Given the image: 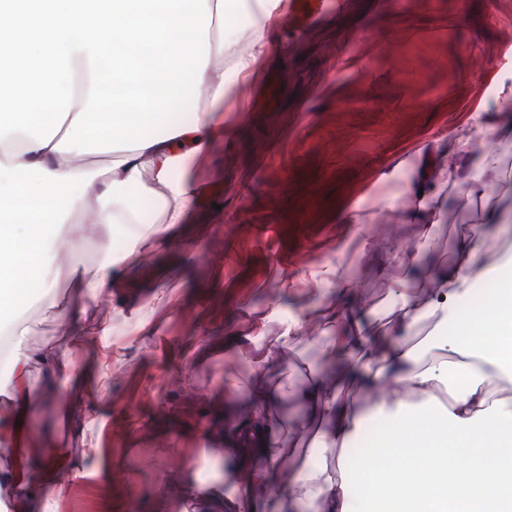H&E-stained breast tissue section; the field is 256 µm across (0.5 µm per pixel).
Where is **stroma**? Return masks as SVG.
I'll list each match as a JSON object with an SVG mask.
<instances>
[{"mask_svg": "<svg viewBox=\"0 0 512 512\" xmlns=\"http://www.w3.org/2000/svg\"><path fill=\"white\" fill-rule=\"evenodd\" d=\"M266 38L248 85L224 100L223 134L177 173L199 191L185 223L128 263L107 301L82 303L84 345L70 346L57 317L68 288L50 304L27 293L20 345L31 353L65 351L81 369L97 325L113 327L111 373L85 408L67 418L68 386L32 424L87 454L53 512H181L190 490L216 484L234 495L235 461L217 436L242 424V378L279 379L293 320L383 305L377 267L422 232L400 213L428 148L468 135L512 170L491 122L512 98V0H348L301 30L278 19ZM202 249L209 262L196 261ZM331 266L348 287L324 279Z\"/></svg>", "mask_w": 512, "mask_h": 512, "instance_id": "obj_1", "label": "stroma"}]
</instances>
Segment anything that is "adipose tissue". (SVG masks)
Listing matches in <instances>:
<instances>
[{
	"label": "adipose tissue",
	"mask_w": 512,
	"mask_h": 512,
	"mask_svg": "<svg viewBox=\"0 0 512 512\" xmlns=\"http://www.w3.org/2000/svg\"><path fill=\"white\" fill-rule=\"evenodd\" d=\"M213 22L222 27L210 43L223 54L234 43L232 24L241 16L253 22L249 51L238 54L221 72L205 70L193 119L169 130L143 149H125L118 166L76 165V152L38 145L23 133L0 140V308L17 312L19 299L10 285L37 271L44 287L67 282L80 299L106 298L119 276L121 257L112 255L113 227H122L132 252H139L169 226L184 223L192 193L175 173L213 134L225 97L249 77L265 54L264 30L280 14L282 0H207ZM472 157L476 174L457 198L458 209L480 201L486 223L500 237L512 236L489 192L502 177L496 152H475L470 138L459 137L453 149L427 152L419 175L407 185L410 204L400 218L423 225L414 248L401 252L397 265L416 262L435 247L443 219L442 192L454 176L452 156ZM162 188L170 202L160 225L144 223L139 199ZM89 213L99 228L104 256L91 269L62 263L59 252L74 243L72 218ZM496 289L483 308L489 320L463 313L461 298L486 280ZM389 305L380 328L365 309L331 311L327 325H340L338 337H316L323 370L304 385L255 381L248 389V420L253 433L224 436L230 451L238 447L262 452L259 464L239 480L236 504L212 492L201 498L203 512H368L370 501L388 512H512V255L486 261L473 237L462 238L454 260L437 266L419 285L402 276L389 279ZM95 363L74 371L61 352L39 358L46 388L34 391L28 380L31 353L16 349L8 365L11 400L0 414V458L8 467L12 512H48L47 487L56 474L84 476V460L53 443L42 454L29 446L27 417L55 397L60 382L91 384L112 366V327L100 325ZM373 394L370 406L360 396ZM305 407L301 425H283L276 442L267 434L274 409L285 395ZM379 419L368 431L371 419ZM366 449L360 459L351 450ZM303 448L298 463L289 451Z\"/></svg>",
	"instance_id": "1"
}]
</instances>
